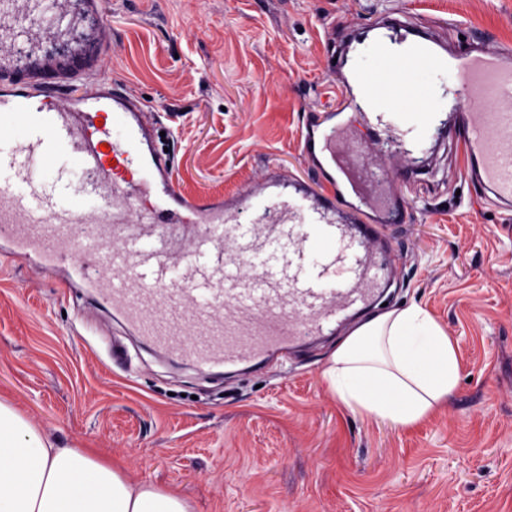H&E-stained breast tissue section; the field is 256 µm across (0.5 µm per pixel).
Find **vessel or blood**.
<instances>
[{"label": "vessel or blood", "instance_id": "vessel-or-blood-1", "mask_svg": "<svg viewBox=\"0 0 512 512\" xmlns=\"http://www.w3.org/2000/svg\"><path fill=\"white\" fill-rule=\"evenodd\" d=\"M102 0H0V239L63 290L110 308L156 352L256 369L374 308L406 190L440 129L461 133L468 186L512 211V51L383 15L325 68L354 121L310 112L312 175L268 167L230 196L185 192L159 114L105 77ZM89 22L59 63L21 52Z\"/></svg>", "mask_w": 512, "mask_h": 512}]
</instances>
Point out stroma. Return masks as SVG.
I'll use <instances>...</instances> for the list:
<instances>
[{"label":"stroma","mask_w":512,"mask_h":512,"mask_svg":"<svg viewBox=\"0 0 512 512\" xmlns=\"http://www.w3.org/2000/svg\"><path fill=\"white\" fill-rule=\"evenodd\" d=\"M107 75L172 128L184 189L229 196L266 166L307 176L300 123L338 108L324 33L381 13L448 47L512 46V0H105ZM454 140L411 188L391 250L417 306L453 342L448 400L392 429L344 408L322 377L342 334L260 371L217 375L145 348L86 314L53 277L0 256V400L59 445L88 448L189 501L194 512H512V215L460 178ZM127 361L114 362L113 344Z\"/></svg>","instance_id":"35a3bbf8"}]
</instances>
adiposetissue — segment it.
Here are the masks:
<instances>
[{
  "label": "adipose tissue",
  "instance_id": "obj_1",
  "mask_svg": "<svg viewBox=\"0 0 512 512\" xmlns=\"http://www.w3.org/2000/svg\"><path fill=\"white\" fill-rule=\"evenodd\" d=\"M323 377L339 402L398 429L424 418L458 380L455 348L422 309L374 316L337 347ZM0 512H193L130 482L91 450L59 446L0 401Z\"/></svg>",
  "mask_w": 512,
  "mask_h": 512
}]
</instances>
